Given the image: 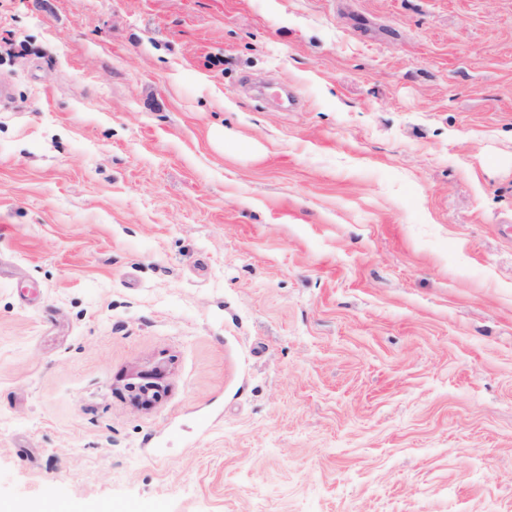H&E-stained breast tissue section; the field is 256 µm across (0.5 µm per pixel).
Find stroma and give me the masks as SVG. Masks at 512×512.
<instances>
[{
	"label": "stroma",
	"mask_w": 512,
	"mask_h": 512,
	"mask_svg": "<svg viewBox=\"0 0 512 512\" xmlns=\"http://www.w3.org/2000/svg\"><path fill=\"white\" fill-rule=\"evenodd\" d=\"M1 83L0 512H512V0H0ZM125 390L138 409L155 405L167 390L168 369L164 363L150 364L127 375Z\"/></svg>",
	"instance_id": "35a3bbf8"
}]
</instances>
